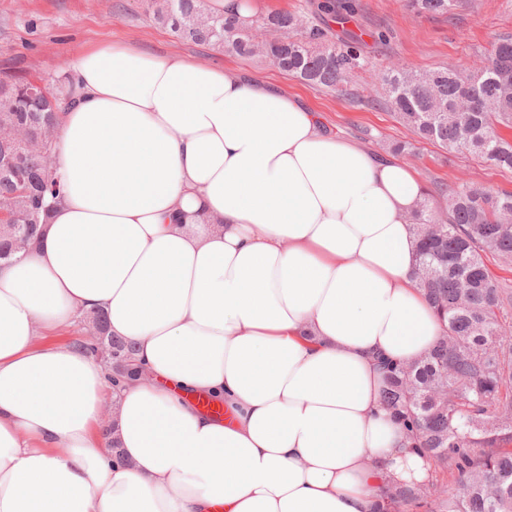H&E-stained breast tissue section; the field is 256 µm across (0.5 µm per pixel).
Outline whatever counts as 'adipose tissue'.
<instances>
[{"label": "adipose tissue", "instance_id": "1", "mask_svg": "<svg viewBox=\"0 0 512 512\" xmlns=\"http://www.w3.org/2000/svg\"><path fill=\"white\" fill-rule=\"evenodd\" d=\"M68 75L63 198L0 261V512H374L430 478L376 362L443 333L414 169L218 66L108 42ZM99 309L146 371L118 389L38 343Z\"/></svg>", "mask_w": 512, "mask_h": 512}]
</instances>
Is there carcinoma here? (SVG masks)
I'll use <instances>...</instances> for the list:
<instances>
[{
    "mask_svg": "<svg viewBox=\"0 0 512 512\" xmlns=\"http://www.w3.org/2000/svg\"><path fill=\"white\" fill-rule=\"evenodd\" d=\"M456 0H409L419 13L444 15ZM150 17L179 39L219 53L253 55L263 32L277 41L266 58L279 69L325 91L343 90L359 73L384 92V105L421 140L462 156L473 155L512 170V35L498 38L484 71L460 83L451 67L421 71L405 62L386 71L365 50L361 35L347 28L350 0H307L297 12H276L241 25L215 13L208 0H149ZM59 88L35 80L0 79V259L25 251L39 233L51 203L61 197L52 170ZM474 93L485 107L460 112ZM445 211L422 202L412 218L418 237L416 281L441 318L443 336L422 358L386 367L382 403L415 434L432 467L449 473L456 488L436 479L386 490L393 509L427 512H512V336L507 321L512 288L491 278L484 257L512 261V192L471 182L445 190ZM90 353L108 349L112 375L137 376L134 344L108 332L104 314L85 319Z\"/></svg>",
    "mask_w": 512,
    "mask_h": 512,
    "instance_id": "obj_1",
    "label": "carcinoma"
}]
</instances>
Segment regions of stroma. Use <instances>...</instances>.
Masks as SVG:
<instances>
[{"label": "stroma", "instance_id": "35a3bbf8", "mask_svg": "<svg viewBox=\"0 0 512 512\" xmlns=\"http://www.w3.org/2000/svg\"><path fill=\"white\" fill-rule=\"evenodd\" d=\"M352 29L367 32V48L378 65L408 62L423 70L484 65L494 41L512 34V0H459L448 15H419L406 0H353ZM125 42L156 55L178 54L202 65L244 72L277 85L319 112L337 137L375 152L387 143L411 140L382 101L370 100L363 81L349 95L321 91L273 66L265 58L217 54L177 40L154 24L144 0H0V72H33L51 79L69 68L83 49ZM429 189L428 203L441 209V187L464 179L512 192V171L475 157H457L435 144H415L405 154Z\"/></svg>", "mask_w": 512, "mask_h": 512}]
</instances>
